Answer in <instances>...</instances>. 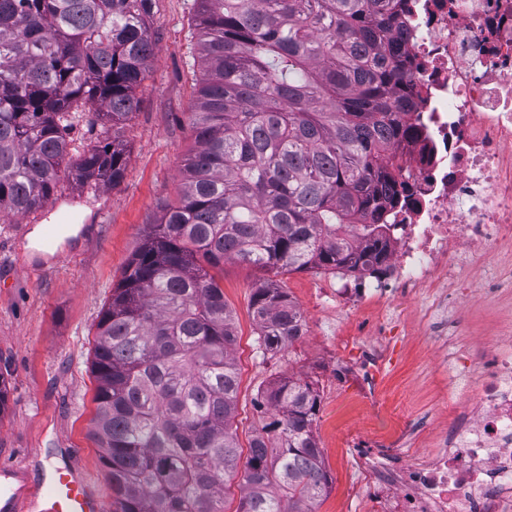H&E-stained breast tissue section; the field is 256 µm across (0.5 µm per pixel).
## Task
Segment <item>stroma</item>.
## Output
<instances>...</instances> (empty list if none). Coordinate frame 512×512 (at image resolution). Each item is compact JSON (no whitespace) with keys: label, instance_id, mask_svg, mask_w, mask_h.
<instances>
[{"label":"stroma","instance_id":"1","mask_svg":"<svg viewBox=\"0 0 512 512\" xmlns=\"http://www.w3.org/2000/svg\"><path fill=\"white\" fill-rule=\"evenodd\" d=\"M193 2H153L154 54L136 92L138 108L122 131L128 155L122 183L110 189L64 175L56 199L43 209L0 219V377L8 391L0 411V464L26 468L32 483L53 468L75 466L105 497L107 512H116V495L91 435L97 323L149 224L178 198L180 167L195 147L190 114L202 73L192 52ZM496 264L512 273V252L465 271L467 286L457 303L466 322L455 345L507 340L501 321L512 317V292L490 301L480 288L486 267ZM328 276L307 270L272 277L225 262L221 285L235 316L234 357L241 376L236 422L239 436L247 437L259 418L256 390L275 374L290 372L313 382L320 395L314 431L330 476L317 512H365L347 440L363 436L384 447L410 417L419 429L416 448L434 450L448 425L438 380L446 350L429 338L417 303L410 302L392 310L386 336L359 337L342 361H334L333 342L356 317L320 300ZM270 278L306 319L305 335L272 357L255 346L250 309L255 288ZM376 349L384 357L371 380L378 399L371 406L362 397L358 372Z\"/></svg>","mask_w":512,"mask_h":512}]
</instances>
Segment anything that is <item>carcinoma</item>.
<instances>
[{
	"instance_id": "1",
	"label": "carcinoma",
	"mask_w": 512,
	"mask_h": 512,
	"mask_svg": "<svg viewBox=\"0 0 512 512\" xmlns=\"http://www.w3.org/2000/svg\"><path fill=\"white\" fill-rule=\"evenodd\" d=\"M410 0H195L202 69L196 148L97 324L93 436L118 512H314L329 475L313 433V384L258 388L238 435L234 317L212 271L366 273L398 204L395 147L413 85L398 20ZM153 0H0V217L57 193L80 112L108 124L70 167L115 188L120 130L154 49ZM257 348L303 335V313L267 280L250 304Z\"/></svg>"
}]
</instances>
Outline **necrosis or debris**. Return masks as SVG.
<instances>
[{
    "mask_svg": "<svg viewBox=\"0 0 512 512\" xmlns=\"http://www.w3.org/2000/svg\"><path fill=\"white\" fill-rule=\"evenodd\" d=\"M401 45L418 92L409 122L420 137L398 149L400 199L375 272L338 278L351 309L428 292L441 309L467 265L512 249V0H412ZM456 378L463 403L433 452L399 439L397 467H365L370 512H512V346L480 343Z\"/></svg>",
    "mask_w": 512,
    "mask_h": 512,
    "instance_id": "necrosis-or-debris-1",
    "label": "necrosis or debris"
}]
</instances>
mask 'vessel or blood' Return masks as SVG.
<instances>
[{"label":"vessel or blood","instance_id":"obj_1","mask_svg":"<svg viewBox=\"0 0 512 512\" xmlns=\"http://www.w3.org/2000/svg\"><path fill=\"white\" fill-rule=\"evenodd\" d=\"M22 506L28 512H105L98 490L67 466L45 475L33 491L0 490V512H18Z\"/></svg>","mask_w":512,"mask_h":512}]
</instances>
